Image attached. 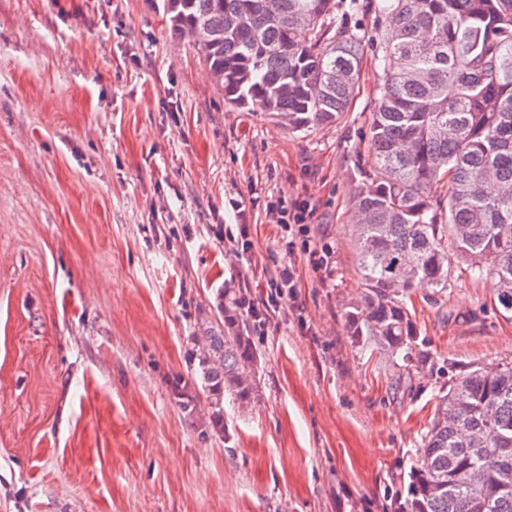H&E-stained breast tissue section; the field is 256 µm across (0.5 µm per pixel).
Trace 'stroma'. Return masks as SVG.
Instances as JSON below:
<instances>
[{
	"instance_id": "35a3bbf8",
	"label": "stroma",
	"mask_w": 512,
	"mask_h": 512,
	"mask_svg": "<svg viewBox=\"0 0 512 512\" xmlns=\"http://www.w3.org/2000/svg\"><path fill=\"white\" fill-rule=\"evenodd\" d=\"M377 83L365 57L343 120L292 133L225 104L164 0H0V512H385L406 496L439 387L512 362V318L459 263L447 292H410L434 368L350 344ZM303 200L319 270L277 222ZM287 258L298 299L262 333L257 401L225 398L224 441L191 373L196 321L224 290L266 297Z\"/></svg>"
}]
</instances>
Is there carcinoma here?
<instances>
[{
  "instance_id": "obj_1",
  "label": "carcinoma",
  "mask_w": 512,
  "mask_h": 512,
  "mask_svg": "<svg viewBox=\"0 0 512 512\" xmlns=\"http://www.w3.org/2000/svg\"><path fill=\"white\" fill-rule=\"evenodd\" d=\"M170 32L191 33L224 102L264 112L292 132L350 110L365 35L337 0H166ZM381 41L367 154L358 166V292L346 335L392 359L410 357L406 302L443 293L448 253L488 279L512 313V0H371ZM249 292L221 300L222 327L197 321L196 372L217 431L224 396H258V325ZM400 512H512V365L480 368L439 389Z\"/></svg>"
}]
</instances>
